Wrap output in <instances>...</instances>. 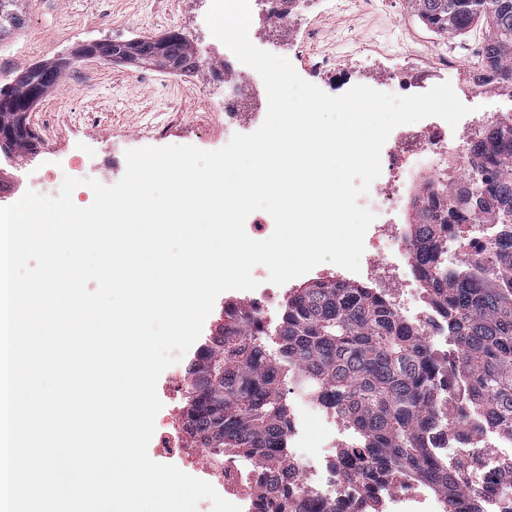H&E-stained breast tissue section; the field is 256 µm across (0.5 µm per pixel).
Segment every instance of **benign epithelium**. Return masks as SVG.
Listing matches in <instances>:
<instances>
[{
    "instance_id": "7a95c632",
    "label": "benign epithelium",
    "mask_w": 512,
    "mask_h": 512,
    "mask_svg": "<svg viewBox=\"0 0 512 512\" xmlns=\"http://www.w3.org/2000/svg\"><path fill=\"white\" fill-rule=\"evenodd\" d=\"M181 34L169 31L159 36L131 40L104 39L87 42L77 47L65 60L69 67L86 59H97L106 63L118 62L128 68H139L148 60L169 72L191 73L200 66V57L195 48H183ZM21 112L18 130L31 133L27 108H16L14 99L8 94L0 95V110Z\"/></svg>"
}]
</instances>
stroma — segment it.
I'll return each mask as SVG.
<instances>
[{
  "label": "stroma",
  "instance_id": "1",
  "mask_svg": "<svg viewBox=\"0 0 512 512\" xmlns=\"http://www.w3.org/2000/svg\"><path fill=\"white\" fill-rule=\"evenodd\" d=\"M211 0H20L21 29L0 34V87H10L30 66L70 55L80 43L128 40L179 32L198 51L195 72L174 74L153 66L131 70L119 64L87 60L67 71L29 115L41 141L33 157L0 153V206L18 201L26 191L57 195L64 176L92 178L110 186L126 168L127 150L145 146L224 147L234 134L254 132L268 107L263 81L247 88L248 112L224 110V47L212 41L205 22ZM321 37L310 53L290 48L307 26ZM250 32L259 48L288 58L297 73L331 96L345 93L341 77L328 70L313 73L311 55L364 52L358 70L374 63L395 67L406 49L434 57L458 42L481 44L476 28L461 35L438 34L417 16L408 0H387L375 11L354 7L327 13H294L287 25L273 16L272 0H255ZM187 361L166 369L157 393L160 417L178 418L187 396Z\"/></svg>",
  "mask_w": 512,
  "mask_h": 512
}]
</instances>
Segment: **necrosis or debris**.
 <instances>
[{"mask_svg":"<svg viewBox=\"0 0 512 512\" xmlns=\"http://www.w3.org/2000/svg\"><path fill=\"white\" fill-rule=\"evenodd\" d=\"M501 124L499 113L473 114L462 134L449 136L447 127L433 123L400 126L390 134L381 152L383 178L377 179L362 206L374 213L399 209L404 196L402 187L415 180L427 182L430 201L437 202L446 191L468 180L471 173L470 148L482 133L496 130ZM405 255L408 240L396 224H371L365 239L362 278L371 285L386 283V296L401 320L412 325L430 347L448 345V324L431 305L416 302L415 289L396 272L390 252ZM452 396L448 402V422L432 427L428 436L433 456L449 470H456L481 455L482 463L472 470L468 482L483 512H512V492L504 488V463L512 461V438L502 436L483 413L468 410L469 395L460 373L448 377ZM319 437L310 441L304 423L292 422L286 438L288 463L293 478L313 501L336 502L342 512H447L446 500L422 481L394 480L383 476L369 485L351 481L346 476L347 443L338 439L345 420L333 410L312 404ZM210 452L193 449L185 455L184 466L200 471L203 480L224 493L226 500L238 505L241 512H254L258 497L259 459L228 457L210 464Z\"/></svg>","mask_w":512,"mask_h":512,"instance_id":"4bbe7bcc","label":"necrosis or debris"}]
</instances>
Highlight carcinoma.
Here are the masks:
<instances>
[{
    "mask_svg": "<svg viewBox=\"0 0 512 512\" xmlns=\"http://www.w3.org/2000/svg\"><path fill=\"white\" fill-rule=\"evenodd\" d=\"M15 0H0V33L23 24ZM436 33H461L486 23L485 81L512 84V0H411ZM36 68L21 71L10 94L26 100ZM473 169L484 194L465 185L449 190L438 208L415 201L409 239L431 303L447 318L458 365L469 381L470 403L512 437V122L478 141ZM495 225L493 246L464 267L448 269V226L460 215ZM300 388L340 414L362 437L347 463L350 479L365 485L378 475H409L430 483L452 512H480L468 467L444 469L430 456L426 434L445 418L448 380L414 328L371 288L317 280L293 291L285 305L276 349L244 316L218 326L187 369L191 392L183 413L186 447L264 461V495L257 512H308L283 456L290 426L289 373Z\"/></svg>",
    "mask_w": 512,
    "mask_h": 512,
    "instance_id": "cac0c4a2",
    "label": "carcinoma"
}]
</instances>
